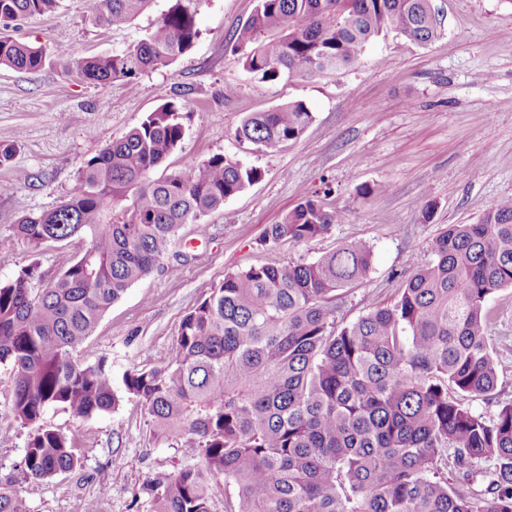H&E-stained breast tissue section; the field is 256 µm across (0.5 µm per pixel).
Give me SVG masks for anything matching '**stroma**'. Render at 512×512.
Masks as SVG:
<instances>
[{"instance_id": "obj_1", "label": "stroma", "mask_w": 512, "mask_h": 512, "mask_svg": "<svg viewBox=\"0 0 512 512\" xmlns=\"http://www.w3.org/2000/svg\"><path fill=\"white\" fill-rule=\"evenodd\" d=\"M95 0H59L57 9L16 23V37L42 47L39 72L0 67V144L12 160L0 166V281L36 267V287L55 279L79 255V238L32 250L13 236L31 213L68 200L79 169L112 140L138 126L168 101L182 100L184 136L157 175L231 154L262 176L223 210L206 217L207 233L185 225L176 248L188 262L135 283L101 317L82 360H105L114 390L132 369H147L172 350L179 325L225 272L272 257L312 261L344 241L364 240L373 263L363 283L336 297L338 321L351 322L386 305L444 227L472 224L494 204L512 198V0H434L442 36L422 45L382 33L352 67L306 79L260 82L227 42L254 12L257 0H199V36L169 66L124 81L92 84L64 72L58 49L73 57L105 55L145 38L174 0H152L123 27L92 21ZM301 101L313 121L300 139L274 147L238 141L252 112ZM375 188L365 197L361 187ZM315 195L336 215L331 232L307 242L261 247L267 225ZM488 328L498 356L499 401H512V288L493 295ZM12 375L0 365V480L20 465L30 430L10 412ZM44 420L67 435L75 469L26 485L29 512H147L143 490L154 477L191 462L193 449L168 446L149 433L142 406L85 420L49 408Z\"/></svg>"}]
</instances>
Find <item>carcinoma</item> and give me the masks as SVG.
<instances>
[{
	"instance_id": "carcinoma-1",
	"label": "carcinoma",
	"mask_w": 512,
	"mask_h": 512,
	"mask_svg": "<svg viewBox=\"0 0 512 512\" xmlns=\"http://www.w3.org/2000/svg\"><path fill=\"white\" fill-rule=\"evenodd\" d=\"M151 0H101L94 21L122 27ZM198 0H175L146 38L111 55L57 56L90 83L172 64L198 36ZM58 0H0V66L40 71L47 55L7 32L54 11ZM427 44L443 33L433 0H258L229 39L260 81L345 69L382 32ZM313 120L301 101L245 117L235 136L269 147L299 139ZM184 135L167 102L78 171L72 196L23 216L13 235L39 250L79 237L85 251L44 288L21 270L0 282V365L11 368V413L31 434L21 464L0 484V512H27L18 489L73 470L68 439L44 424L50 407L82 419L121 397L105 360L76 358L102 315L134 283L187 256L173 250L197 225L261 177L231 155L150 173ZM132 194L131 218L112 207ZM335 216L304 192L259 244L305 242ZM373 250L342 243L310 262L274 258L224 281L182 319L171 355L122 383L146 411L153 438L197 449L196 462L151 479L149 512H512V403L490 415L497 351L486 336L490 297L512 287V200L474 224H450L392 302L338 325L336 292L365 279ZM459 475L448 482V472Z\"/></svg>"
}]
</instances>
